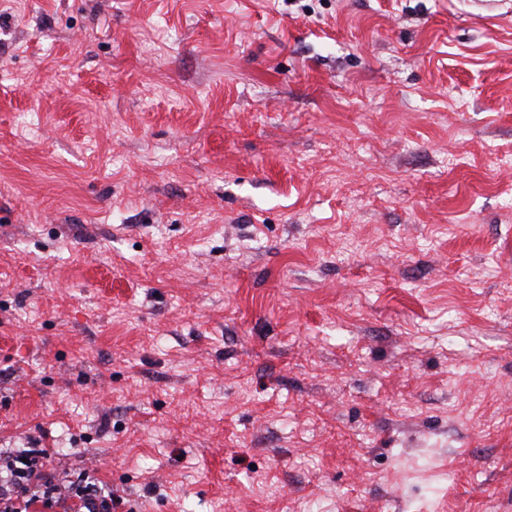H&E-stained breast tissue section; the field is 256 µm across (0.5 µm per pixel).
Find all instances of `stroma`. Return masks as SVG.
I'll use <instances>...</instances> for the list:
<instances>
[{
  "mask_svg": "<svg viewBox=\"0 0 512 512\" xmlns=\"http://www.w3.org/2000/svg\"><path fill=\"white\" fill-rule=\"evenodd\" d=\"M123 512H512V0H0V448Z\"/></svg>",
  "mask_w": 512,
  "mask_h": 512,
  "instance_id": "35a3bbf8",
  "label": "stroma"
}]
</instances>
